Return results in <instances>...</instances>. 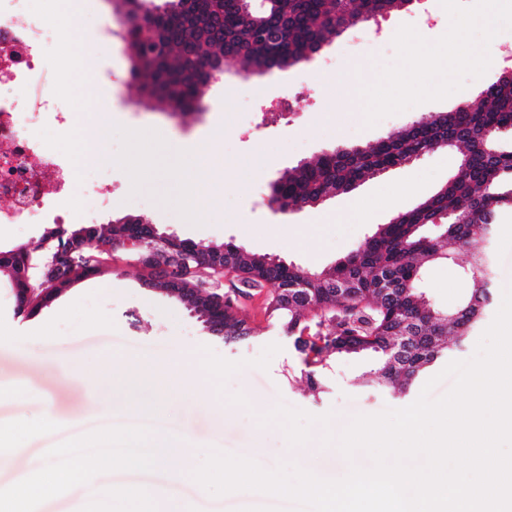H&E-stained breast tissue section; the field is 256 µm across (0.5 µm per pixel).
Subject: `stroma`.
<instances>
[{
	"mask_svg": "<svg viewBox=\"0 0 512 512\" xmlns=\"http://www.w3.org/2000/svg\"><path fill=\"white\" fill-rule=\"evenodd\" d=\"M95 2L63 24L65 55L51 48L45 52L46 77L71 81L79 125L102 113L112 116L100 138L80 139L65 131L55 137L56 148L64 152L85 157L104 148L112 155V206L95 213L92 223L107 229L115 219L138 217L182 240L230 241L251 253L318 269L334 266L377 225L433 195L455 174L456 153L427 155L367 180L349 194L285 214L268 205L270 181L335 148L372 144L410 121L478 103L485 80L501 72L495 59L512 46L473 27L466 34L467 46L493 61L483 77L446 69L438 60L408 73L405 34L425 23L427 51L436 52L445 42L441 23L448 14L446 0H417L386 16V36L368 42L361 60L377 79L361 89L359 99H352L340 83L352 63L344 52L349 39L344 33L297 66L248 76L225 74L207 88L203 112L173 116L141 97L130 80L123 41L102 47L97 74L80 76L90 39L121 18L116 0ZM329 60L338 63L331 76L321 70ZM295 90L301 97L294 111L269 113L272 102ZM190 153L209 156L221 177V203L202 216L181 202L192 180L178 158ZM360 211L369 213L368 221L357 222ZM491 257L492 306L497 309L504 288L512 286V221L497 225ZM144 276L134 255H123L27 317L17 312L10 279L0 277V424L30 427L10 440L28 448V457L0 470V482L21 476L40 483L38 458L68 447L77 434L94 433L107 424L116 437L127 429L179 436L194 450L189 460L193 467L205 449L215 448L253 458L267 469L290 462L337 479L350 464L369 466V457L360 452L346 460L338 449L322 445L323 430L317 425L308 443L289 446L280 427L260 424V416L280 404L314 415L330 412L331 428L338 432L355 415L411 403L407 397L359 386L370 365L369 359L359 357L332 360L322 375L324 394L313 396L300 382L304 365L292 343L262 310L263 295L242 307L256 335L227 346L208 335L188 306L145 286ZM427 282L432 301L441 308L458 304L470 287L452 263L433 266ZM148 351L159 372H177L185 380L183 389L165 398L159 411L153 408L152 392L128 397L95 372L105 359L132 363ZM114 485L148 490L155 512H162L172 493L184 512H297L294 504L263 493L215 497L190 476L164 468L126 469L82 489L51 484L38 500L28 502L26 512H88L93 503L97 512H106Z\"/></svg>",
	"mask_w": 512,
	"mask_h": 512,
	"instance_id": "35a3bbf8",
	"label": "stroma"
}]
</instances>
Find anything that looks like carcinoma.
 <instances>
[{
	"label": "carcinoma",
	"mask_w": 512,
	"mask_h": 512,
	"mask_svg": "<svg viewBox=\"0 0 512 512\" xmlns=\"http://www.w3.org/2000/svg\"><path fill=\"white\" fill-rule=\"evenodd\" d=\"M126 19L125 47L130 76L141 96L168 109L195 112L208 83L204 69L231 56L249 73L271 61L285 70L309 58L319 42L352 25L363 11L383 18L408 7L409 0H268L249 15L237 0H192L179 9L177 0H121ZM479 107H458L431 119L421 118L354 153L332 151L284 171L271 182V196L283 207H310L326 196L350 193L380 171L409 159L455 148L468 167L434 195L380 225L335 267L314 270L249 253L231 242L224 247V270L232 287L224 292V343L255 334L241 316L240 297L268 290L265 314L277 322L302 358L303 381L314 395L322 393L321 376L337 357L367 356L373 368L362 383L407 394L459 348L483 323L492 303L493 270L487 244L495 226L512 219V79L484 85ZM458 212L475 215L457 224ZM150 229L139 218L123 217L104 231L96 224L75 229L53 227L40 237L38 251L17 246L0 252L6 271L19 288L40 295L96 273L133 236ZM194 256L174 284V299L198 312L211 309L216 269L205 261L209 244L188 243ZM470 254L461 274L470 282L467 296L442 310L426 291V272L445 257ZM146 283L161 282L162 257L144 252ZM350 285L341 296L338 285Z\"/></svg>",
	"instance_id": "1"
}]
</instances>
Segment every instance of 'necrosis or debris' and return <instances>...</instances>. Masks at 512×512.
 I'll use <instances>...</instances> for the list:
<instances>
[{
	"label": "necrosis or debris",
	"instance_id": "4bbe7bcc",
	"mask_svg": "<svg viewBox=\"0 0 512 512\" xmlns=\"http://www.w3.org/2000/svg\"><path fill=\"white\" fill-rule=\"evenodd\" d=\"M36 0H0V224H28L37 207L62 223L69 203L90 209L112 203V181L81 178L80 158L57 150L54 135L74 131L75 109L57 86L45 83L44 50L55 34Z\"/></svg>",
	"mask_w": 512,
	"mask_h": 512
}]
</instances>
